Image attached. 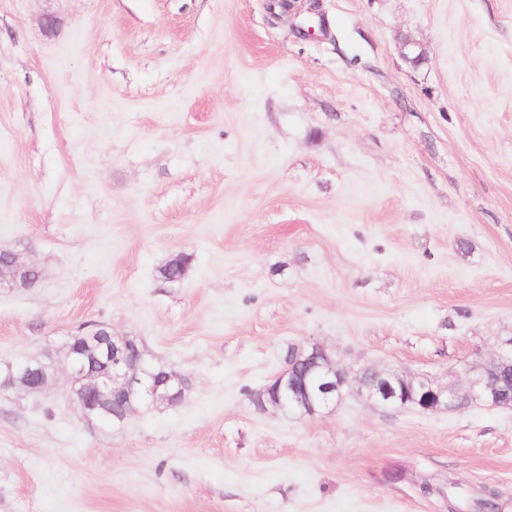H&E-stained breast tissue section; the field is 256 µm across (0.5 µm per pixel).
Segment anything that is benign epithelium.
<instances>
[{"instance_id": "obj_1", "label": "benign epithelium", "mask_w": 512, "mask_h": 512, "mask_svg": "<svg viewBox=\"0 0 512 512\" xmlns=\"http://www.w3.org/2000/svg\"><path fill=\"white\" fill-rule=\"evenodd\" d=\"M284 3L288 4L290 17L307 14V27L302 33L315 35L316 21L322 19L319 0H284ZM4 256L10 262L11 276H0V288L25 289L41 280L38 267L20 262L10 252ZM78 335L84 339V345L70 348L63 365L74 382L72 399L82 415H87L89 408L109 414L112 404L124 403L128 395L138 396L146 406L157 403L173 406L182 398L185 380L177 372L170 369L158 373L146 363L131 364L133 355H141L134 337L116 335L111 327L101 323L79 329ZM297 352L310 363L307 371L298 374L285 366L272 378V384L257 392L261 410L271 406L288 411L306 400L312 404L315 415L336 407L353 387L369 401L384 407L415 406L431 411L459 408L473 400L492 407L501 405V388L482 372L457 387H443L399 371L363 368L352 375L338 367L318 344L302 346ZM17 370L26 378L28 390L42 393L49 386L51 378L40 374L37 366L21 362Z\"/></svg>"}]
</instances>
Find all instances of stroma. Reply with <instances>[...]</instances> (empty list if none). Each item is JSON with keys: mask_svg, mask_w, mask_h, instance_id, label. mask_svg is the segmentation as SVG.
I'll list each match as a JSON object with an SVG mask.
<instances>
[{"mask_svg": "<svg viewBox=\"0 0 512 512\" xmlns=\"http://www.w3.org/2000/svg\"><path fill=\"white\" fill-rule=\"evenodd\" d=\"M270 2L0 0V250L43 275L0 369L103 323L187 384L112 425L61 370L0 390V512H448L424 476L512 512V408L254 403L293 347L446 386L512 338V0H321L314 38Z\"/></svg>", "mask_w": 512, "mask_h": 512, "instance_id": "35a3bbf8", "label": "stroma"}]
</instances>
